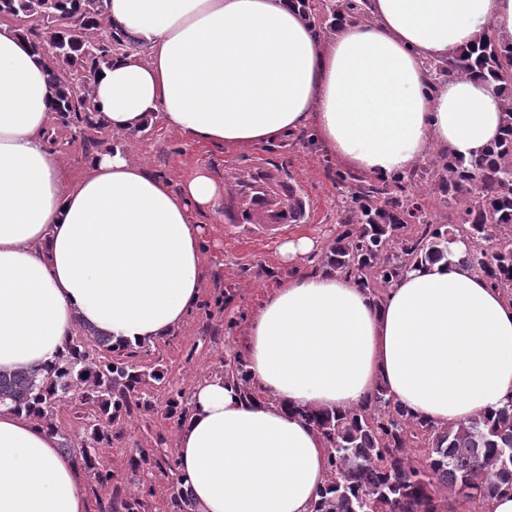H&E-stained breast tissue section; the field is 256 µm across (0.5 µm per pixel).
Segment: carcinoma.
Instances as JSON below:
<instances>
[{
  "instance_id": "1",
  "label": "carcinoma",
  "mask_w": 512,
  "mask_h": 512,
  "mask_svg": "<svg viewBox=\"0 0 512 512\" xmlns=\"http://www.w3.org/2000/svg\"><path fill=\"white\" fill-rule=\"evenodd\" d=\"M106 13L107 0H0L1 17L40 23L37 38L30 37L32 28L20 36L47 59L52 112L63 124L103 126L94 103L95 76L125 47L123 37L105 25ZM336 18L357 21L364 15L352 0H336ZM435 67L444 75L490 81L504 113L500 141L481 157L466 160L440 152L431 162L438 191L457 211L456 223L427 224L421 236H413L409 222L423 218L422 203L405 197L380 206L371 192L354 191L345 229L329 245L323 265L329 273L354 276L378 302L408 266L450 255L449 245L462 238L468 243L463 261L512 302V46L502 44L489 27L469 50ZM74 70L84 74L80 98L69 93ZM136 357L132 345L81 326L54 363L0 372V406L57 435L61 452L105 485L113 474L101 465L99 445L111 442L112 424L132 408L151 407L141 397L142 387L165 379L160 368L139 369ZM224 381L251 395L242 353L224 370ZM74 389L98 418L82 425L78 448L56 421L62 399ZM187 405L183 391L170 390V414L185 413ZM292 412L316 430L327 451V481L313 512H481L502 488H512V402L439 426L413 416L381 385L366 403L349 410L298 407ZM143 465L174 471L177 462L154 448H139L131 469ZM170 504L172 512H197L192 489L181 477Z\"/></svg>"
}]
</instances>
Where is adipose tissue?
Listing matches in <instances>:
<instances>
[{"label":"adipose tissue","instance_id":"1","mask_svg":"<svg viewBox=\"0 0 512 512\" xmlns=\"http://www.w3.org/2000/svg\"><path fill=\"white\" fill-rule=\"evenodd\" d=\"M365 22L319 38L285 0H108L134 50L94 84L108 128L162 116L216 147L313 128L345 166L411 169L441 149L471 159L502 132L486 80L437 81L427 63L494 27L512 43V0H369ZM45 61L0 25V371L55 362L79 326L132 345L179 326L206 257L191 214L220 188L196 173L174 192L121 150L71 180L47 144ZM413 266L374 302L353 278L315 271L267 295L242 339L255 399L223 377L196 384L177 435L197 512H311L327 480L320 435L291 407L347 410L378 385L437 425L512 400V302L461 258ZM0 512H89L58 438L0 407Z\"/></svg>","mask_w":512,"mask_h":512}]
</instances>
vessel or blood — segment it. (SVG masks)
I'll list each match as a JSON object with an SVG mask.
<instances>
[{
	"instance_id": "1",
	"label": "vessel or blood",
	"mask_w": 512,
	"mask_h": 512,
	"mask_svg": "<svg viewBox=\"0 0 512 512\" xmlns=\"http://www.w3.org/2000/svg\"><path fill=\"white\" fill-rule=\"evenodd\" d=\"M315 217L313 195L285 157L225 158L224 223L242 241L271 242Z\"/></svg>"
}]
</instances>
